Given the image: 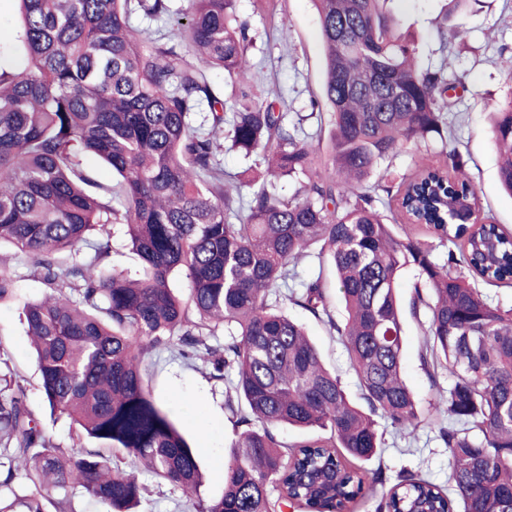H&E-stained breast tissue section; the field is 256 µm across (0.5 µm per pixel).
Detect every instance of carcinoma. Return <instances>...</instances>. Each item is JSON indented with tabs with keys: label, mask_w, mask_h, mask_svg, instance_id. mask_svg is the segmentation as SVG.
<instances>
[{
	"label": "carcinoma",
	"mask_w": 512,
	"mask_h": 512,
	"mask_svg": "<svg viewBox=\"0 0 512 512\" xmlns=\"http://www.w3.org/2000/svg\"><path fill=\"white\" fill-rule=\"evenodd\" d=\"M17 2V45L0 48V243L29 258L45 285L22 317L43 397L76 425L78 443L54 446L19 381L0 375V512H73L78 496L104 512H136L139 468L198 512H350L386 477L378 468L366 483L336 449L365 463L384 444L377 418L399 430L423 422L402 372L397 281L409 268L412 309L427 315L422 361L451 377L442 403L453 425L441 429L450 488L402 470L376 512H512V310L470 282L512 287V233L454 219L476 210V196L448 139L447 72L421 67L386 0H313L329 126L315 143L257 85L236 0H187L177 44L130 26L137 12L169 14V0ZM465 35L459 25L436 30L444 49ZM215 69L232 85L228 98L209 79ZM436 136L446 162L417 166L397 201L448 242L444 261L428 241L398 236L364 191L384 161ZM224 137L265 166L246 203L241 187L253 177L224 174ZM493 139L512 195L511 100L495 112ZM88 155L112 183L83 169ZM285 178L294 183L287 199ZM108 224L125 227L138 277L105 269L110 245L91 237ZM314 253L318 273L303 280L299 261ZM326 264L345 304L340 322ZM175 274L189 282L184 297L170 287ZM15 299L16 281L1 271L0 304ZM282 301L338 336L363 404ZM166 345L227 382V408L243 426L224 493L206 505L195 501L194 450L152 395L149 359ZM281 425L308 434L290 444L275 432Z\"/></svg>",
	"instance_id": "cac0c4a2"
}]
</instances>
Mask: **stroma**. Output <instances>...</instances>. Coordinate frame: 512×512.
<instances>
[{"label": "stroma", "mask_w": 512, "mask_h": 512, "mask_svg": "<svg viewBox=\"0 0 512 512\" xmlns=\"http://www.w3.org/2000/svg\"><path fill=\"white\" fill-rule=\"evenodd\" d=\"M388 9L398 18L402 32L410 34L422 66H447L448 76L460 79L462 89L451 92L448 123L461 151L465 170L476 190L481 219L512 232V196L499 182L497 154L490 133V114L512 97V73L500 65L502 55L512 51V0H388ZM238 15L250 24L253 45L249 51L264 84L286 102L290 119H301L306 132L320 124L315 103L323 97L324 53L319 15L312 0H275L262 7L256 0H237ZM462 26L464 40L440 48L435 38L437 25ZM287 40H280V29ZM443 164L441 142L433 138L418 148L398 152L387 161L384 183L399 187L416 171L417 162ZM4 268L14 276L17 298L0 305V371L12 369L23 378L26 403L45 428L53 443L62 448L73 444L74 430L66 417L53 414L39 385L33 351L21 319L24 302L41 298L43 285L30 261L14 248L0 247ZM288 314L303 323L325 362L341 378L351 396H358L356 378L347 353L337 336L307 311L289 306ZM425 316L404 317L403 372L421 405L434 402L448 389L446 371L428 376L421 359ZM153 394L174 412L189 438L204 473L199 489L201 503L224 491L225 462L230 445L239 432L224 408L225 386L209 381L186 361L160 348L153 354ZM446 416L427 414L419 427L398 432L387 419H379L384 445L380 455L367 462V469H382L388 482H395L402 470H411L439 485L447 486L450 469L448 450L439 437ZM145 488L138 512H194L180 490L161 482L146 470H139Z\"/></svg>", "instance_id": "obj_1"}]
</instances>
